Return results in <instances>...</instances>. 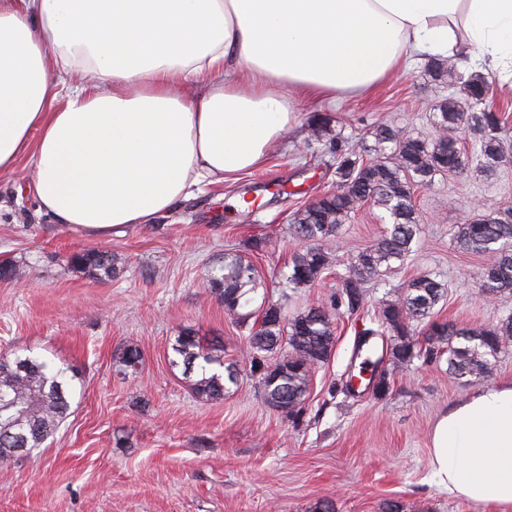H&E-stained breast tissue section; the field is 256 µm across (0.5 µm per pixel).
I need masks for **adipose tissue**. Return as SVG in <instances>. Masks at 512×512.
Returning a JSON list of instances; mask_svg holds the SVG:
<instances>
[{"mask_svg":"<svg viewBox=\"0 0 512 512\" xmlns=\"http://www.w3.org/2000/svg\"><path fill=\"white\" fill-rule=\"evenodd\" d=\"M448 50L512 60V0H0V173L28 157L38 212L106 238L261 166L296 100ZM429 465L512 512V382L449 406Z\"/></svg>","mask_w":512,"mask_h":512,"instance_id":"1","label":"adipose tissue"}]
</instances>
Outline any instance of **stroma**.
I'll use <instances>...</instances> for the list:
<instances>
[{"label":"stroma","mask_w":512,"mask_h":512,"mask_svg":"<svg viewBox=\"0 0 512 512\" xmlns=\"http://www.w3.org/2000/svg\"><path fill=\"white\" fill-rule=\"evenodd\" d=\"M427 60L374 89L318 103L296 104L297 124L267 161L234 185H202L194 196L152 224L123 228L109 239L55 224L35 211L27 192L28 159L0 174V353L33 357L77 373L70 415L44 445L0 467V512H495L488 505L440 493L429 467L430 435L438 416L467 397L470 386L448 373L446 361L415 359L393 367L381 350L355 352L369 317L424 274L447 296L438 319L484 328L512 317V295L493 300L480 291L485 261L462 252L457 225L479 213L512 209V164L498 178L476 170L436 175L416 188L418 243L400 267L365 285L367 317L336 314L335 346L315 370L300 421L268 406L243 357L249 327L239 326L217 290L225 255L252 263L265 283L249 312L265 302L292 316L330 304L355 255L385 226L363 204L328 244L330 263L311 285L286 277L303 243L290 236L295 212L336 188V151L371 146L379 123L434 139L432 114L448 86L429 78ZM491 85L486 106L502 113L501 137L512 154V70L483 71ZM329 118L324 135L311 116ZM261 248H252L254 238ZM111 251L115 275L82 268L74 256ZM204 346L219 344L237 372L222 399L206 400L192 375L174 365L172 346L184 330ZM141 352L136 373L118 374L117 353ZM380 364L389 389L345 394L348 374Z\"/></svg>","instance_id":"stroma-1"}]
</instances>
